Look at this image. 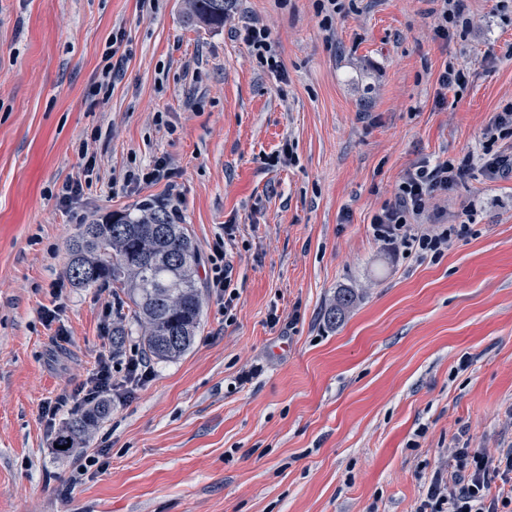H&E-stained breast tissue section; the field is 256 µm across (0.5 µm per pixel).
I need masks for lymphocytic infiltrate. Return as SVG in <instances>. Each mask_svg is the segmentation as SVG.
Masks as SVG:
<instances>
[{
	"instance_id": "1",
	"label": "lymphocytic infiltrate",
	"mask_w": 512,
	"mask_h": 512,
	"mask_svg": "<svg viewBox=\"0 0 512 512\" xmlns=\"http://www.w3.org/2000/svg\"><path fill=\"white\" fill-rule=\"evenodd\" d=\"M512 131V112L493 117L481 133L479 157L485 175L495 179L512 174V153L497 150L499 139ZM468 160L424 161L409 169L397 185L395 199L375 212L370 224L374 236L393 250L440 253L448 244L447 225L426 226L435 200L469 174ZM233 225H225L224 235L216 239L208 257V286L221 301L225 312H232L238 298L233 288V267L226 260V236ZM153 370L139 353H131L122 374H115L112 354L100 352L92 373L72 391L46 402L42 415L55 420L63 410H76L111 397L129 386L149 382ZM416 512H512V448L490 453L480 448L454 449L448 467L438 470L420 500Z\"/></svg>"
}]
</instances>
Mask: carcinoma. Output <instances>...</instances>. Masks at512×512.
<instances>
[{"label": "carcinoma", "instance_id": "cac0c4a2", "mask_svg": "<svg viewBox=\"0 0 512 512\" xmlns=\"http://www.w3.org/2000/svg\"><path fill=\"white\" fill-rule=\"evenodd\" d=\"M190 14L207 25H221L229 0H189ZM66 274L78 288L112 287L128 305H118L112 319V351H119L129 330L124 309L139 327L141 353L147 359L174 360L193 345L201 325L203 300L197 288L199 251L188 229L161 206H144L139 214L113 213L81 224L68 245ZM355 296L345 289L328 313L340 320ZM108 401L72 419L55 444L59 453L78 451Z\"/></svg>", "mask_w": 512, "mask_h": 512}]
</instances>
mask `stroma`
<instances>
[{"label": "stroma", "instance_id": "35a3bbf8", "mask_svg": "<svg viewBox=\"0 0 512 512\" xmlns=\"http://www.w3.org/2000/svg\"><path fill=\"white\" fill-rule=\"evenodd\" d=\"M339 3L327 29L315 0H233L220 26L186 0H0V512H414L455 446H512V178L475 169L437 200L447 225L475 207L441 254L392 256L370 229L407 169L480 154L512 104V0H465L471 29L446 42L434 0ZM255 21L282 73L235 38ZM114 42L123 71L94 93ZM454 56L473 73L441 100ZM86 153L92 182L63 205ZM159 157L176 186H126ZM174 194L200 271L237 227L234 317L202 288L191 350L59 454L73 414L41 408L112 341L111 288L66 275L76 220Z\"/></svg>", "mask_w": 512, "mask_h": 512}]
</instances>
